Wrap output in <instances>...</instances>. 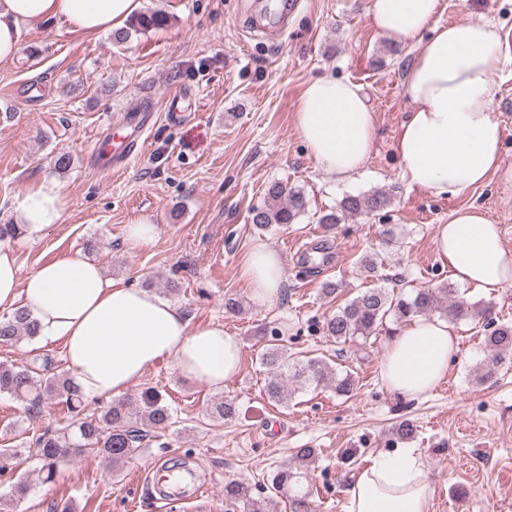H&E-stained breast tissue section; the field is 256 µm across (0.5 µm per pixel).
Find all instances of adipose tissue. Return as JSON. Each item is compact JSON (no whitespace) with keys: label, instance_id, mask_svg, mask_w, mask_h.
Returning <instances> with one entry per match:
<instances>
[{"label":"adipose tissue","instance_id":"ef3b65f1","mask_svg":"<svg viewBox=\"0 0 512 512\" xmlns=\"http://www.w3.org/2000/svg\"><path fill=\"white\" fill-rule=\"evenodd\" d=\"M138 0H0V62L20 50L23 25L55 19L95 34L117 28ZM439 0H369L373 26L411 43L404 96L409 111L395 141L406 183L445 198L484 184L501 168L504 128L494 108L491 74L503 61L497 25L481 17L439 24ZM310 156L337 181L364 169L377 126L362 85L322 77L309 81L294 114ZM68 199L55 181L27 185L15 207L29 235L61 223ZM437 250L460 284L497 293L512 288V249L499 225L475 206L456 210L438 225ZM240 276L259 304L278 297L285 265L258 243L244 256ZM33 314L38 339L62 342L66 364L85 399L124 394L151 367L174 361L185 378L220 389L233 378L241 343L223 326L191 327L176 305L142 288L106 277L99 264L64 256L21 276L10 241H0V310ZM459 352L445 319L416 317L389 341L380 378L407 399L431 392ZM431 486L412 449L372 457L344 491V512H428Z\"/></svg>","mask_w":512,"mask_h":512}]
</instances>
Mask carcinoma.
I'll use <instances>...</instances> for the list:
<instances>
[{
	"instance_id": "carcinoma-1",
	"label": "carcinoma",
	"mask_w": 512,
	"mask_h": 512,
	"mask_svg": "<svg viewBox=\"0 0 512 512\" xmlns=\"http://www.w3.org/2000/svg\"><path fill=\"white\" fill-rule=\"evenodd\" d=\"M169 20V15L161 10L134 14L124 27L112 32V41L123 44L134 34L166 27ZM265 195L264 205L253 208L249 215L250 223L259 230L274 224H294L305 212L304 194L281 182L269 183ZM389 202L390 198L383 192L347 195L340 202L339 210L322 215L319 223L333 226L350 215L381 211ZM432 312L440 313L453 324L486 315L485 310L459 299L455 291L446 286L415 288L408 298L396 296L382 286L368 287L329 315L323 331L338 346L348 344L364 349L375 344L381 335L392 336L394 329L388 327V322L400 324ZM485 330L484 345L492 364L512 363V326H496L489 322ZM36 336V323L26 309L20 308L12 318L0 321V344L13 343L23 337L32 340ZM255 336L263 344L260 359L267 373L264 391L268 400L283 403L320 383L333 385L340 397L357 393L358 380L352 373L338 374L319 360L298 358L288 352L287 345L280 343L277 331L260 328L255 331ZM0 393L21 401L28 413L40 408L47 399L65 403L72 419L68 428L62 431L48 429L34 442L47 481L54 477L61 462L72 452L103 456L110 460L112 471L117 473L140 452L151 434L172 424L170 409L152 390L135 398L114 401L97 416H84V398L73 379L64 374L47 376L42 368L35 366L0 364ZM211 413L228 421L236 417L237 407L231 401H214ZM314 458L315 449L299 448L292 463L280 466L271 475L270 490L288 501V512H314L310 493L301 488ZM224 497L242 504L243 512H265L267 505L265 499L254 498L251 488L240 481L225 484Z\"/></svg>"
}]
</instances>
